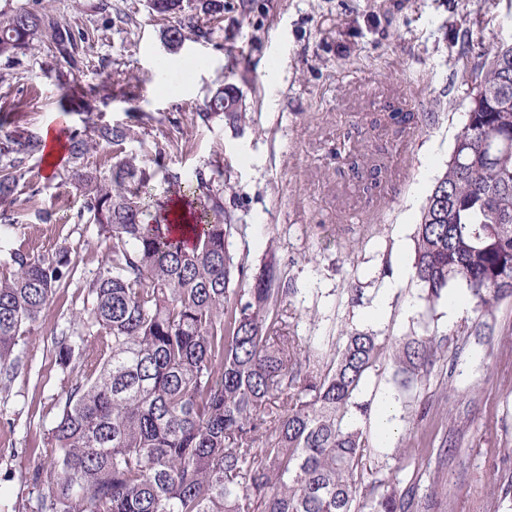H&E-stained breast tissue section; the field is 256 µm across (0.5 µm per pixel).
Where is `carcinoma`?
Masks as SVG:
<instances>
[{
  "mask_svg": "<svg viewBox=\"0 0 512 512\" xmlns=\"http://www.w3.org/2000/svg\"><path fill=\"white\" fill-rule=\"evenodd\" d=\"M149 7L173 18L165 30L172 46L212 34L179 18L183 0ZM83 40L45 5L0 10V59L18 69L40 43L68 66L60 109L86 118L67 138L64 177L83 197L79 222L95 225L108 249L87 285L90 305L77 315L96 347L78 350L64 333L55 339L59 365L77 376L31 473L47 484L40 512H409V493L365 483L366 441L348 421L368 412L357 395L379 362L378 336L349 330L322 369H310L305 338L288 332L296 289L276 254L255 270L230 253L238 225L224 211V187L199 171L193 181L174 177L161 200L149 186L164 147L155 144L146 162L115 150L144 146L132 125L87 135L94 102L112 95V72L83 87ZM478 58L468 96L480 93L479 104L426 198L412 268L427 301L462 282L487 312L512 297V150L484 148L512 140V43ZM238 106L234 92L219 89L196 116L235 126ZM433 116L391 112L401 130ZM111 146L108 167L89 163L90 152ZM46 147L36 133H0L1 222ZM177 201L189 219L179 229ZM74 267L67 246L12 248L0 260L1 384L24 367L27 336ZM393 356L406 384L428 371L433 350L429 339L408 336Z\"/></svg>",
  "mask_w": 512,
  "mask_h": 512,
  "instance_id": "1",
  "label": "carcinoma"
}]
</instances>
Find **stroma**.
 <instances>
[{"label":"stroma","instance_id":"stroma-1","mask_svg":"<svg viewBox=\"0 0 512 512\" xmlns=\"http://www.w3.org/2000/svg\"><path fill=\"white\" fill-rule=\"evenodd\" d=\"M184 0L183 14L216 28L213 40H164L167 20L147 0H55L54 17L87 32L82 82L98 84L101 62L112 76L137 83L140 96L96 102L100 125L152 115L142 137L166 145L154 194L173 176L220 171L224 207L244 234L230 251L260 267L269 255L294 292L293 321L310 351L330 357L343 331L370 330L394 346L411 334L431 337L428 374L403 388L391 360L362 387L360 400H391L395 430L381 439L376 415H353L366 435L367 482L415 487V512H512L500 500L512 476V297L492 315L473 309L450 318L448 300L426 301L412 277L415 232L436 179L447 167L464 123L473 43L512 41V0ZM22 89L9 103L21 129L67 137L83 125L62 115L65 80L43 51L28 53ZM223 86L236 88L245 118L237 127L196 114ZM441 100L435 118L415 132L371 126L394 102ZM365 164L381 158L400 172L396 189L367 199L337 151ZM78 191L34 163L0 246L43 253L70 247L78 271L28 338L25 367L0 386V512H38L47 487L29 477L45 446L57 405L75 379L56 361L55 331L83 307L85 286L106 251L94 225L80 224ZM53 210L42 223L39 209Z\"/></svg>","mask_w":512,"mask_h":512}]
</instances>
